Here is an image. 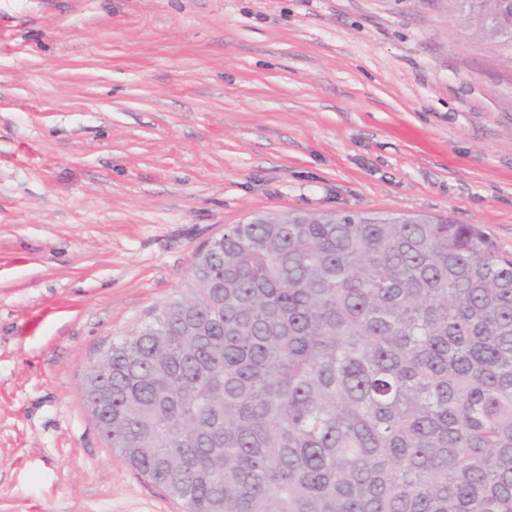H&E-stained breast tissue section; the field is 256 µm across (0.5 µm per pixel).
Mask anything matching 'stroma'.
Returning a JSON list of instances; mask_svg holds the SVG:
<instances>
[{"mask_svg":"<svg viewBox=\"0 0 512 512\" xmlns=\"http://www.w3.org/2000/svg\"><path fill=\"white\" fill-rule=\"evenodd\" d=\"M332 211L512 255V61L452 0H0V512H183L85 370L225 226Z\"/></svg>","mask_w":512,"mask_h":512,"instance_id":"35a3bbf8","label":"stroma"}]
</instances>
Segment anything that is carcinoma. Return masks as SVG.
<instances>
[{
    "label": "carcinoma",
    "mask_w": 512,
    "mask_h": 512,
    "mask_svg": "<svg viewBox=\"0 0 512 512\" xmlns=\"http://www.w3.org/2000/svg\"><path fill=\"white\" fill-rule=\"evenodd\" d=\"M455 6L512 58L509 0ZM94 387L185 512H512V259L449 219L232 224Z\"/></svg>",
    "instance_id": "obj_1"
}]
</instances>
